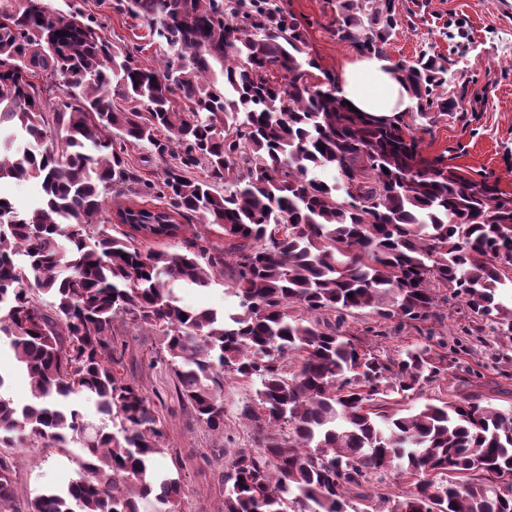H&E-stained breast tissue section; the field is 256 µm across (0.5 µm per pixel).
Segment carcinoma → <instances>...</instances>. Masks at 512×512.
<instances>
[{"mask_svg": "<svg viewBox=\"0 0 512 512\" xmlns=\"http://www.w3.org/2000/svg\"><path fill=\"white\" fill-rule=\"evenodd\" d=\"M115 8L144 21L167 56L139 62L77 8H0V180L42 188L26 213L0 196V342L31 384L22 407L0 393V447L27 432L84 451L79 479L35 495L26 512H139L138 495L170 512L184 496L181 473L153 468L164 429L124 375L119 323L163 338L179 393L214 434H224L225 384L255 386L238 408L255 447L225 462L221 512H358L355 500L373 512H512V483L492 481L512 473V411L475 394L393 409L457 379L479 346H493V370L512 378V197L423 156L403 119L352 110L295 15L269 0L239 3L236 23L224 0ZM396 26L395 0H343L331 32L384 59ZM392 68L421 118L459 108L448 59L424 53ZM130 145L159 158L157 181L130 167ZM128 193L164 203H113L138 212L150 238L197 222L221 228L228 247L195 234L168 253L112 235L106 203ZM223 277L233 312L175 295L177 282ZM455 303L470 322L449 351L381 352L344 330L355 310L416 328ZM391 472L407 489L382 491ZM15 477L1 454L0 512H21Z\"/></svg>", "mask_w": 512, "mask_h": 512, "instance_id": "carcinoma-1", "label": "carcinoma"}]
</instances>
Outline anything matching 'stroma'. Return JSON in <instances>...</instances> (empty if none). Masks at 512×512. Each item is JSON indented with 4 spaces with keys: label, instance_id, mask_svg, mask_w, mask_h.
<instances>
[{
    "label": "stroma",
    "instance_id": "1",
    "mask_svg": "<svg viewBox=\"0 0 512 512\" xmlns=\"http://www.w3.org/2000/svg\"><path fill=\"white\" fill-rule=\"evenodd\" d=\"M78 3L86 17L101 21L112 43L139 48L146 64L160 61L165 49L148 37L144 22L114 9V0H48L61 13ZM300 22L311 52L321 65L341 71L357 58V50L336 41L330 32L341 0H276ZM398 26L385 51L394 60L422 52L445 55L454 70L448 87L461 106L431 120L415 121V134L425 156L447 154L448 162L477 180L495 182L512 196V0H396ZM126 345L125 373L154 400L164 425L165 450L157 456L160 471L181 470L185 494L181 512H220L224 463L241 448L251 447V430L234 414L252 394L249 384L224 388L223 435L205 429L194 418L175 387L161 351V336L144 327L120 326ZM21 464L17 506L44 487L59 489L78 479L83 455L78 445L44 448L26 442L16 448Z\"/></svg>",
    "mask_w": 512,
    "mask_h": 512
}]
</instances>
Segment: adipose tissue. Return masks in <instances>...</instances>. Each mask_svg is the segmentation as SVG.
Instances as JSON below:
<instances>
[{
    "instance_id": "obj_1",
    "label": "adipose tissue",
    "mask_w": 512,
    "mask_h": 512,
    "mask_svg": "<svg viewBox=\"0 0 512 512\" xmlns=\"http://www.w3.org/2000/svg\"><path fill=\"white\" fill-rule=\"evenodd\" d=\"M338 81L342 97L358 111L374 117L392 119L414 107L387 61L380 58L364 57L347 63Z\"/></svg>"
}]
</instances>
